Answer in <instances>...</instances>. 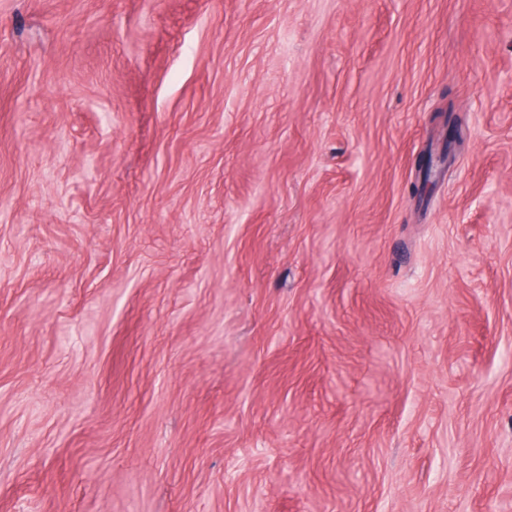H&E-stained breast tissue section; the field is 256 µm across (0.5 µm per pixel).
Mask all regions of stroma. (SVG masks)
Wrapping results in <instances>:
<instances>
[{"instance_id": "obj_1", "label": "stroma", "mask_w": 512, "mask_h": 512, "mask_svg": "<svg viewBox=\"0 0 512 512\" xmlns=\"http://www.w3.org/2000/svg\"><path fill=\"white\" fill-rule=\"evenodd\" d=\"M0 512H512V0H0Z\"/></svg>"}]
</instances>
